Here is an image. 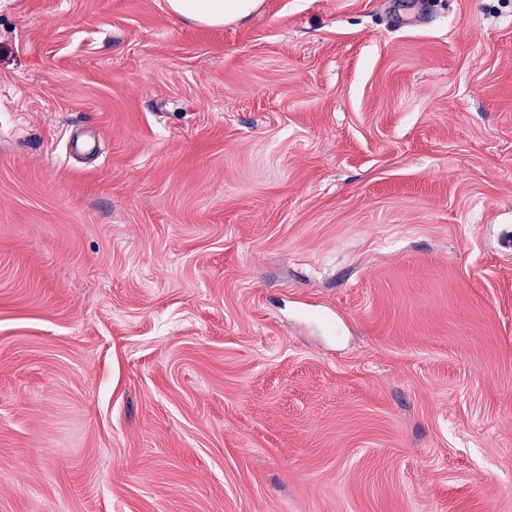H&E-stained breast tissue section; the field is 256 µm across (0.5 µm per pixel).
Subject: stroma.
Here are the masks:
<instances>
[{"label": "stroma", "mask_w": 512, "mask_h": 512, "mask_svg": "<svg viewBox=\"0 0 512 512\" xmlns=\"http://www.w3.org/2000/svg\"><path fill=\"white\" fill-rule=\"evenodd\" d=\"M420 2L0 0V512H512V0ZM173 9L184 15L220 22L250 14L256 7V0H173Z\"/></svg>", "instance_id": "stroma-1"}]
</instances>
